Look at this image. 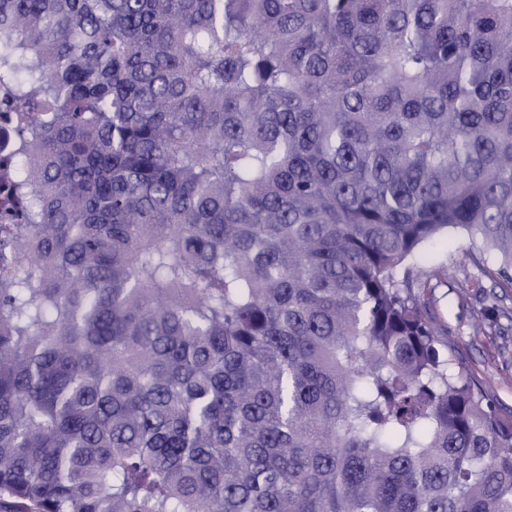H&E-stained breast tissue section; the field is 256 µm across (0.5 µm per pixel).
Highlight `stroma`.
Instances as JSON below:
<instances>
[{"instance_id":"1","label":"stroma","mask_w":512,"mask_h":512,"mask_svg":"<svg viewBox=\"0 0 512 512\" xmlns=\"http://www.w3.org/2000/svg\"><path fill=\"white\" fill-rule=\"evenodd\" d=\"M468 245L452 231L421 248V267L446 264L453 274L448 285L430 289L431 310L449 350L497 405L512 413V288L495 287L469 256Z\"/></svg>"}]
</instances>
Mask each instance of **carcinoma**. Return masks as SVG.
Returning a JSON list of instances; mask_svg holds the SVG:
<instances>
[{"label": "carcinoma", "mask_w": 512, "mask_h": 512, "mask_svg": "<svg viewBox=\"0 0 512 512\" xmlns=\"http://www.w3.org/2000/svg\"><path fill=\"white\" fill-rule=\"evenodd\" d=\"M449 230L512 285V0H0V512H512Z\"/></svg>", "instance_id": "1"}]
</instances>
